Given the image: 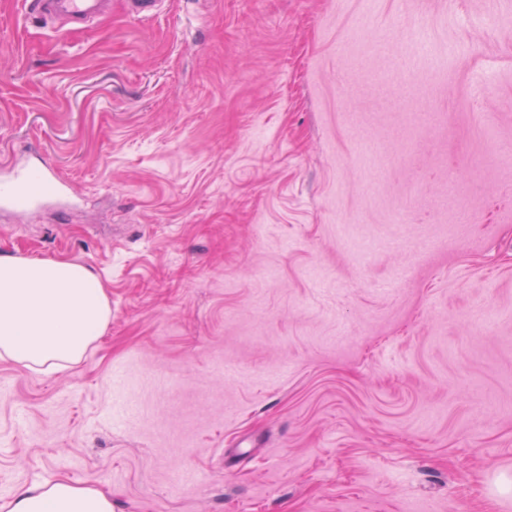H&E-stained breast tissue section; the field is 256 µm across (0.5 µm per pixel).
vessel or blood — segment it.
Returning a JSON list of instances; mask_svg holds the SVG:
<instances>
[{"label": "vessel or blood", "mask_w": 512, "mask_h": 512, "mask_svg": "<svg viewBox=\"0 0 512 512\" xmlns=\"http://www.w3.org/2000/svg\"><path fill=\"white\" fill-rule=\"evenodd\" d=\"M24 8L36 16L65 20L68 28H82L102 17L106 0H24ZM71 192L52 166L38 170L11 161L0 165V206L27 207L65 198Z\"/></svg>", "instance_id": "obj_1"}]
</instances>
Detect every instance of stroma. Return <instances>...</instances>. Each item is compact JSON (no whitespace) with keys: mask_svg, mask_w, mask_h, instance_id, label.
<instances>
[{"mask_svg":"<svg viewBox=\"0 0 512 512\" xmlns=\"http://www.w3.org/2000/svg\"><path fill=\"white\" fill-rule=\"evenodd\" d=\"M0 0V207L112 320L0 360V502L113 512H512V0H112L65 35ZM429 35L414 55L411 35ZM71 192L56 170L44 165L34 173L28 165L17 161L1 163L0 206L27 207L65 198ZM4 512H112L111 497L98 487L68 479L36 484L0 505Z\"/></svg>","mask_w":512,"mask_h":512,"instance_id":"obj_1","label":"stroma"}]
</instances>
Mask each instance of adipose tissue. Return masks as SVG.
Listing matches in <instances>:
<instances>
[{
  "mask_svg": "<svg viewBox=\"0 0 512 512\" xmlns=\"http://www.w3.org/2000/svg\"><path fill=\"white\" fill-rule=\"evenodd\" d=\"M112 318L93 272L65 259L0 256V359L43 373L79 363ZM0 512H112L103 490L61 479L23 489Z\"/></svg>",
  "mask_w": 512,
  "mask_h": 512,
  "instance_id": "ef3b65f1",
  "label": "adipose tissue"
}]
</instances>
